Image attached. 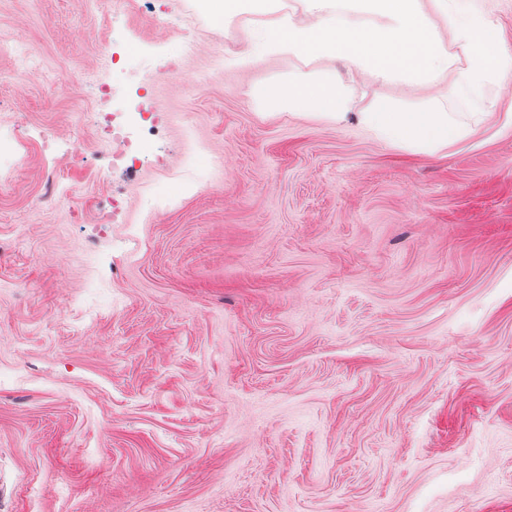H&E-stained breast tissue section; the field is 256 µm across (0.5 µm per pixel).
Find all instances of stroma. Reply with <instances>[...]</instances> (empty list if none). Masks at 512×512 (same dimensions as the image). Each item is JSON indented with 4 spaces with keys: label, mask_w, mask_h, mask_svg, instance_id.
I'll list each match as a JSON object with an SVG mask.
<instances>
[{
    "label": "stroma",
    "mask_w": 512,
    "mask_h": 512,
    "mask_svg": "<svg viewBox=\"0 0 512 512\" xmlns=\"http://www.w3.org/2000/svg\"><path fill=\"white\" fill-rule=\"evenodd\" d=\"M168 75L145 9L0 0V512H512V127L435 155L267 116L258 17ZM151 84L159 163L86 115ZM330 69L355 110L428 92ZM121 197L115 223L98 213Z\"/></svg>",
    "instance_id": "35a3bbf8"
}]
</instances>
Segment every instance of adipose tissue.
I'll use <instances>...</instances> for the list:
<instances>
[{"label":"adipose tissue","mask_w":512,"mask_h":512,"mask_svg":"<svg viewBox=\"0 0 512 512\" xmlns=\"http://www.w3.org/2000/svg\"><path fill=\"white\" fill-rule=\"evenodd\" d=\"M279 0H195L216 25L246 14L268 17L248 36L253 59L285 54L320 69L300 78L260 86L254 100L264 114L292 112L336 123L355 119L377 139L416 154L434 155L468 140L494 112L487 100L497 78L512 71L485 0H298L302 21L280 12ZM455 38L471 65L459 70L447 93H436L451 64L447 40ZM343 59L357 75L412 83L431 94L419 109L396 104L353 112L347 85L326 68Z\"/></svg>","instance_id":"obj_1"}]
</instances>
